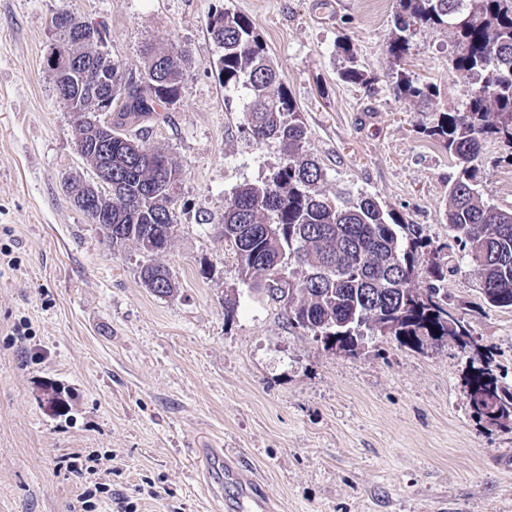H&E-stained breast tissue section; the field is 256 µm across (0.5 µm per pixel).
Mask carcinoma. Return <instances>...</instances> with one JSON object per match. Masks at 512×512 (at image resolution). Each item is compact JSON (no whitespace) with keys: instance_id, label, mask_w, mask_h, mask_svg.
Returning a JSON list of instances; mask_svg holds the SVG:
<instances>
[{"instance_id":"cac0c4a2","label":"carcinoma","mask_w":512,"mask_h":512,"mask_svg":"<svg viewBox=\"0 0 512 512\" xmlns=\"http://www.w3.org/2000/svg\"><path fill=\"white\" fill-rule=\"evenodd\" d=\"M418 24L449 31L453 69L471 83L463 108L424 129L455 159L446 202L450 240L434 248L418 225L373 197L319 189L325 174L304 149L307 129L262 38L227 9L212 11L207 20L221 49L214 68L224 100L237 99L247 134L260 145L276 146L281 156L265 179L239 185L226 200L218 234L233 251L243 282L265 288L267 297L283 304L290 327L352 355L366 330L415 349L449 340L469 346L460 341L470 331L452 312L446 288L445 258L454 250L478 275L485 303L512 308V211L485 199L480 164L486 139L508 147L512 161V0H399L390 44L392 88L396 97L425 108L431 86L404 63ZM55 41L53 50L60 54L82 51L68 29L56 31ZM342 51L347 63L342 78L366 83L353 50L344 45ZM188 61L185 48L151 49L145 75L136 80L124 78L103 55L93 59L94 67L74 75L73 94L63 99L88 141L84 118H97L92 85L106 86L107 95L121 101L109 120L112 139L84 153V160L112 169V220L101 230L111 246L126 241L138 246L147 258L143 284L158 296L176 288L152 257L175 229L171 204L181 168L145 140L127 135L125 127L138 126L158 106L176 102ZM293 265L302 272L296 281ZM467 397L477 417L492 424L512 420V391L490 370L471 378Z\"/></svg>"}]
</instances>
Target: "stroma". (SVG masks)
I'll list each match as a JSON object with an SVG mask.
<instances>
[{
  "mask_svg": "<svg viewBox=\"0 0 512 512\" xmlns=\"http://www.w3.org/2000/svg\"><path fill=\"white\" fill-rule=\"evenodd\" d=\"M217 5L265 42L324 189L373 196L433 243L448 238L454 160L424 130L462 107L470 86L452 68L450 33L421 27L405 63L434 96L423 111L395 97L398 0H0V512H67L86 488L56 467L72 451L117 457L101 512H218L202 492L199 448L240 459L274 512H512V422L480 420L467 400L486 364L512 388V309L483 304L464 260L448 278L475 340L464 352L377 332L356 354L327 349L242 282L213 226L233 190L264 179L280 155L224 104L207 30ZM62 10L102 25L127 76L142 75L150 48L190 52L176 103L138 131L182 171L175 231L153 257L172 295L145 288L137 246H107L63 190L66 177L95 173L44 65ZM344 43L366 84L342 80ZM507 154L484 143L482 191L511 211ZM52 383L69 393L65 414L44 401Z\"/></svg>",
  "mask_w": 512,
  "mask_h": 512,
  "instance_id": "stroma-1",
  "label": "stroma"
}]
</instances>
